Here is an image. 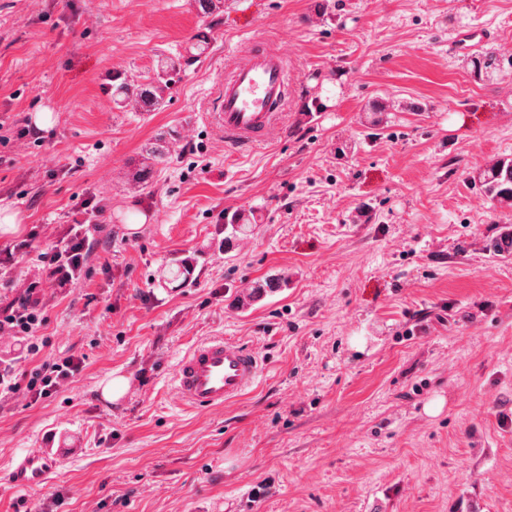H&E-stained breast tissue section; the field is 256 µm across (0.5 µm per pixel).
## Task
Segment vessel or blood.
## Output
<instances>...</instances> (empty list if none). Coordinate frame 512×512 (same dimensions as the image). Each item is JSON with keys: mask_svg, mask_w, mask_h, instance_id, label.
I'll use <instances>...</instances> for the list:
<instances>
[{"mask_svg": "<svg viewBox=\"0 0 512 512\" xmlns=\"http://www.w3.org/2000/svg\"><path fill=\"white\" fill-rule=\"evenodd\" d=\"M288 84V60L272 45L258 48L249 44L232 51L213 106L226 142L249 145L269 141L288 103ZM260 370L254 350L213 336L199 341L177 360L173 390L183 406L220 409L243 396L256 383ZM64 455L61 448L26 453L10 469L8 481L18 489L39 487Z\"/></svg>", "mask_w": 512, "mask_h": 512, "instance_id": "1", "label": "vessel or blood"}]
</instances>
